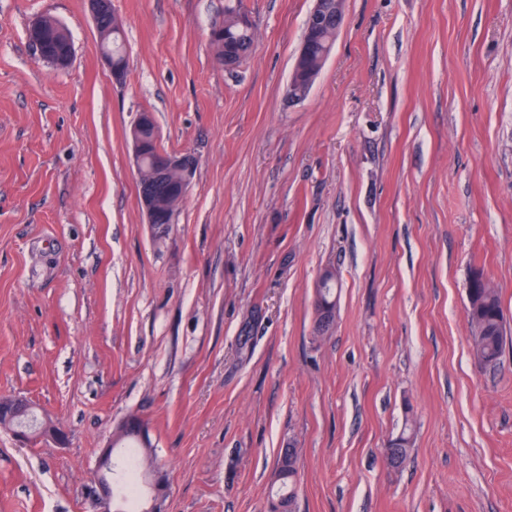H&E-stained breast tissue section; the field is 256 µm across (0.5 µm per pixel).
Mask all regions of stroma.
Masks as SVG:
<instances>
[{"instance_id": "stroma-1", "label": "stroma", "mask_w": 512, "mask_h": 512, "mask_svg": "<svg viewBox=\"0 0 512 512\" xmlns=\"http://www.w3.org/2000/svg\"><path fill=\"white\" fill-rule=\"evenodd\" d=\"M228 2L112 0L118 82L87 0H0V397L70 434L0 429V512H98L99 458L132 415L163 512H267L288 446L294 512H512V344L481 371L466 314L479 268L512 331V0H344L295 102L314 0H240L256 40L232 69L209 43ZM44 15L68 69L27 39ZM143 111L197 159L161 237L129 138ZM118 21L121 25L120 28L114 26V18L112 22L110 18L103 19L98 26L99 31L97 33L101 48L112 51V53H104L105 59L112 72V78L113 80L121 81L126 76V70L121 63L112 62V58H118L124 62L126 67L128 62L125 49L123 27L121 21L119 19ZM336 272L326 271L322 275L321 285L317 288L318 302L315 303L316 312L319 315L317 320L318 331H328L335 321V310H336ZM326 311L327 315L324 314ZM326 323L330 319L329 323ZM0 417L12 421L8 430L22 445L39 440H50L59 447L68 443V433L61 427L39 415L33 404L23 397L0 400Z\"/></svg>"}]
</instances>
